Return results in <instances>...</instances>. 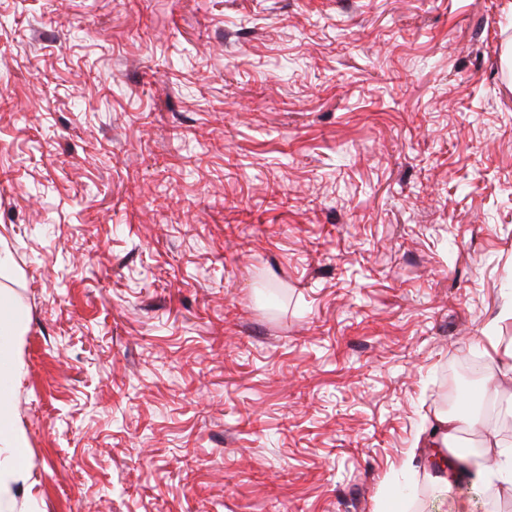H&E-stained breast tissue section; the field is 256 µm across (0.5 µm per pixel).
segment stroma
<instances>
[{"label":"stroma","instance_id":"stroma-1","mask_svg":"<svg viewBox=\"0 0 512 512\" xmlns=\"http://www.w3.org/2000/svg\"><path fill=\"white\" fill-rule=\"evenodd\" d=\"M0 249L16 512L512 504V0H0ZM433 432L428 441L424 443L427 448L436 450L439 460L436 461L440 470L443 471V465H446V457L442 455L440 448L448 450V441L454 436L461 425L471 421L470 415L456 412L454 414L437 415L434 418Z\"/></svg>","mask_w":512,"mask_h":512}]
</instances>
